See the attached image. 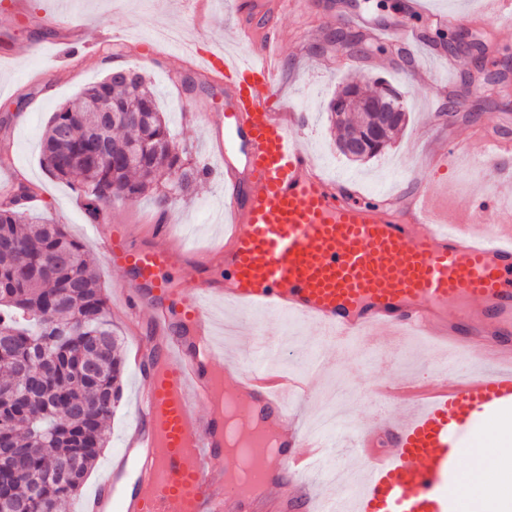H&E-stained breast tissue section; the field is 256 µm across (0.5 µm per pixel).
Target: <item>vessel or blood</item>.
<instances>
[{"instance_id": "vessel-or-blood-1", "label": "vessel or blood", "mask_w": 512, "mask_h": 512, "mask_svg": "<svg viewBox=\"0 0 512 512\" xmlns=\"http://www.w3.org/2000/svg\"><path fill=\"white\" fill-rule=\"evenodd\" d=\"M303 3L239 0L256 52L213 54L204 66L228 90L220 153L245 160L243 170L224 168L223 241L189 256L170 225L156 224L149 240L116 229L104 243L109 265L134 278L118 296L143 386L125 446L82 512H457L467 438L484 420L512 415V140L485 138L493 185L462 214L429 190L397 207L325 178L298 138L310 114L273 105L276 18ZM187 257L201 279L180 295L169 272ZM216 263L220 284L206 276ZM217 297L237 310L254 350L220 352ZM285 317L318 332L316 362L299 378L278 367ZM381 328L389 342L421 337L448 358L428 394L414 379L372 383L369 397L384 411L338 450L302 429L292 408L337 356ZM223 377L259 424L244 445L255 482L276 483L274 496L243 495L221 464L224 416L211 394ZM326 461L331 479L319 491L312 475Z\"/></svg>"}]
</instances>
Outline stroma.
<instances>
[{"label":"stroma","instance_id":"35a3bbf8","mask_svg":"<svg viewBox=\"0 0 512 512\" xmlns=\"http://www.w3.org/2000/svg\"><path fill=\"white\" fill-rule=\"evenodd\" d=\"M319 0L314 11L282 15L281 86L278 100L313 115L300 137L301 146L318 163L325 177L353 183L365 190L392 196L407 195L412 187H444L449 204L462 208L470 192L484 188L482 176L468 164L444 169L427 167L425 159L454 143L467 150L483 146L485 134L512 137V23L483 13L482 0H430L435 14L454 15V27L480 30L495 51L483 65H475L465 45L440 47L425 41L407 0ZM0 0V184L18 186L20 173L29 176L31 213L64 225L85 247L86 258L110 296L112 328L124 348L132 338L111 293L130 284V276L112 269L89 222L78 185L51 178L41 166L40 143L55 110L77 101L83 90L107 77L100 68L110 44L122 47L119 61L136 66L149 80L169 120L178 149L189 162L209 168L192 192L168 211H161L155 193L112 211L105 227L131 225L149 236L152 225H171L185 250L220 242L224 226V169L214 152V141L224 128V88L200 68L203 53L225 48L250 54L237 39L239 18L233 0H30L28 15L17 16ZM355 31L367 24L409 28L413 42L389 44L382 54L353 58L336 32L343 18ZM384 80L408 100V119L392 145L376 157L351 161L336 146V133L327 119L330 100L346 83L372 89ZM464 88L476 115L459 111L454 123L438 120L446 105L444 85ZM381 348L374 337L344 366L322 375L314 398L305 405V420H312L330 392L339 402L357 408L360 420L371 414L358 392L379 377L394 375L420 380L432 377L440 354L426 341L412 338L396 365L378 361ZM134 369H126L120 405L109 421L110 443L91 469L82 488L90 493L108 461L119 452L135 417Z\"/></svg>","mask_w":512,"mask_h":512}]
</instances>
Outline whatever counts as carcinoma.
<instances>
[{"label": "carcinoma", "instance_id": "carcinoma-1", "mask_svg": "<svg viewBox=\"0 0 512 512\" xmlns=\"http://www.w3.org/2000/svg\"><path fill=\"white\" fill-rule=\"evenodd\" d=\"M338 40L355 53L385 51L363 33ZM380 85L362 96L348 84L338 95L376 106ZM335 103L328 120L339 131L338 147L353 139L363 159L381 153L406 121L405 106L380 128L375 113L338 112ZM100 108L114 115L106 127ZM41 162L57 179L81 178L93 222L148 191L166 207L204 175L185 163L142 75L130 83L105 79L85 89L80 104L54 112ZM124 368L83 245L63 225L1 204L0 448L13 452L0 456V512H59L79 494L107 447L105 427L121 400Z\"/></svg>", "mask_w": 512, "mask_h": 512}]
</instances>
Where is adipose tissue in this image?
<instances>
[{"mask_svg": "<svg viewBox=\"0 0 512 512\" xmlns=\"http://www.w3.org/2000/svg\"><path fill=\"white\" fill-rule=\"evenodd\" d=\"M466 456L478 474L467 512H512V417L494 419L489 439H473Z\"/></svg>", "mask_w": 512, "mask_h": 512, "instance_id": "1", "label": "adipose tissue"}]
</instances>
